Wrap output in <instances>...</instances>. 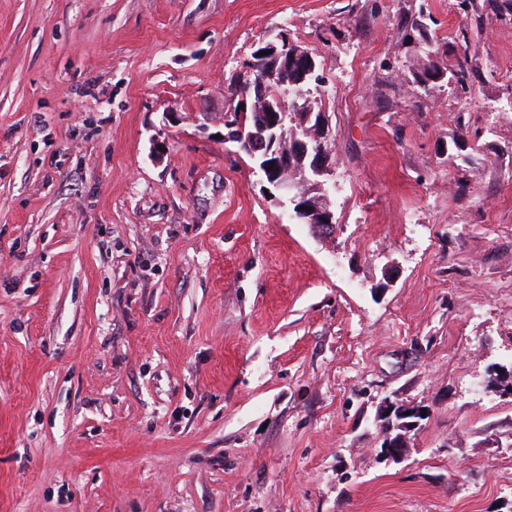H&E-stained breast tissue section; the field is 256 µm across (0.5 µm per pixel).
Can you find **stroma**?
I'll use <instances>...</instances> for the list:
<instances>
[{
    "mask_svg": "<svg viewBox=\"0 0 512 512\" xmlns=\"http://www.w3.org/2000/svg\"><path fill=\"white\" fill-rule=\"evenodd\" d=\"M456 2L0 0V512H512V14L422 88ZM280 34L328 239L222 139ZM458 40L461 46V53L457 59L456 69L451 70V80L455 82L458 89L466 94L470 90V83L474 76L471 65V43L467 25L459 29ZM260 47L261 49L259 53L271 50V53H269L268 55H264L262 57L265 60L271 62L274 65V67L280 65V68L279 70L277 68H268L263 73V63L258 58L252 55V60L249 64L251 67V73H249L248 71L245 72V74L242 76V81L239 85V93L241 97L244 96L245 91L248 87L247 97L250 96L254 98L256 100L254 104H263L265 112H276V108H279L280 111L288 110V112H283L282 114V121H284L282 133H285V136L288 137V139L291 138L296 131H300L299 128H301L302 124L305 122L307 112H318L314 113L319 114L317 117V126L320 129H322L326 139L325 141L320 142L319 146H314L312 149L314 155L312 169L320 177L328 175V162L332 151L330 146L328 119L329 115L326 112H320V109H317L316 111L315 108L306 98L307 93H309L312 81L315 82L316 79L311 78L302 85L300 84L303 82V80L293 84L296 85V87H299L298 85H300V87H304L302 94L298 99L300 104L303 105L302 109H296V107L293 105L295 95L293 94V92H289V90H292L296 87L289 88L288 85L281 86L275 83L270 87L271 99L279 96H284L285 90H288V104L285 102L284 99L277 100L276 104H273L266 99V87L268 82L274 81L276 79L280 81L282 79V77L285 74L286 68L288 67V59H302L309 61L310 68L308 69L307 74H316L313 55L307 50L300 49L296 44L290 42L288 36L282 34H280L276 40L263 41ZM258 77L260 78L257 79ZM255 79L257 80L248 86V84ZM307 122L308 120L305 122V124Z\"/></svg>",
    "mask_w": 512,
    "mask_h": 512,
    "instance_id": "obj_1",
    "label": "stroma"
}]
</instances>
